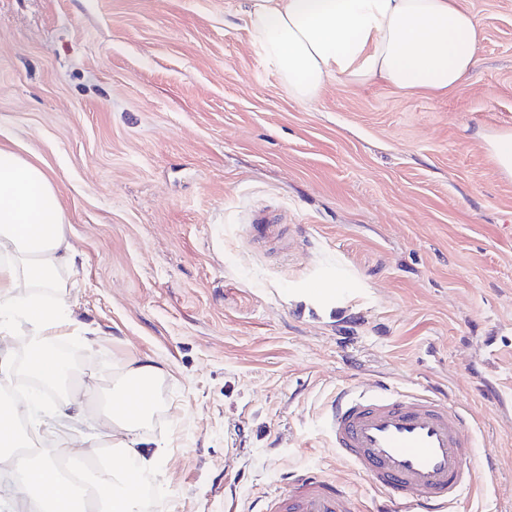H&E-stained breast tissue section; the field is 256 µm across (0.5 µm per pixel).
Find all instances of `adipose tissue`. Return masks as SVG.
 <instances>
[{
  "label": "adipose tissue",
  "instance_id": "ef3b65f1",
  "mask_svg": "<svg viewBox=\"0 0 512 512\" xmlns=\"http://www.w3.org/2000/svg\"><path fill=\"white\" fill-rule=\"evenodd\" d=\"M247 17L263 58L301 103L314 101L333 78L379 81L406 95L444 94L477 64L481 22L457 0H250ZM76 258L54 181L0 146V317L23 310L36 355L26 369L45 380L66 370L54 345L68 321L31 294L56 287L58 271ZM164 375L148 358L126 364L123 385L107 401L110 453L90 479L88 512H142L140 484L166 452L142 434L151 391ZM26 481L53 487L50 512H72L74 487L52 460L29 467Z\"/></svg>",
  "mask_w": 512,
  "mask_h": 512
}]
</instances>
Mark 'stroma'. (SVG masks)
I'll use <instances>...</instances> for the list:
<instances>
[{
    "label": "stroma",
    "mask_w": 512,
    "mask_h": 512,
    "mask_svg": "<svg viewBox=\"0 0 512 512\" xmlns=\"http://www.w3.org/2000/svg\"><path fill=\"white\" fill-rule=\"evenodd\" d=\"M459 4L482 24L464 84L303 104L247 0H0V144L57 186L79 257L42 296L93 387L75 420L21 406L44 454L104 440L114 372L150 358V512H255L291 471L372 512L326 410L435 385L494 464L451 512H512V180L484 143L512 130V0Z\"/></svg>",
    "instance_id": "35a3bbf8"
}]
</instances>
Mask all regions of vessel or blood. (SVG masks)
<instances>
[{
    "label": "vessel or blood",
    "instance_id": "obj_1",
    "mask_svg": "<svg viewBox=\"0 0 512 512\" xmlns=\"http://www.w3.org/2000/svg\"><path fill=\"white\" fill-rule=\"evenodd\" d=\"M325 427L337 455L377 489V512H446L480 477L469 435L471 416L434 390L342 389ZM354 509L344 487L307 473L289 478L257 512Z\"/></svg>",
    "mask_w": 512,
    "mask_h": 512
}]
</instances>
